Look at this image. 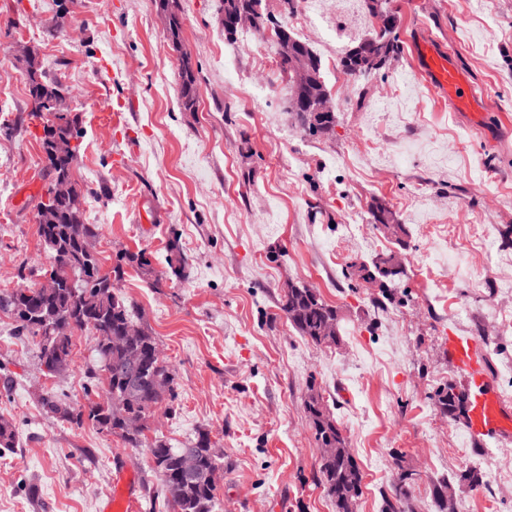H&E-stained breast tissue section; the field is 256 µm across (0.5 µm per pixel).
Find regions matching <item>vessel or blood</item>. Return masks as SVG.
<instances>
[{"mask_svg": "<svg viewBox=\"0 0 512 512\" xmlns=\"http://www.w3.org/2000/svg\"><path fill=\"white\" fill-rule=\"evenodd\" d=\"M418 72L424 81L449 104L459 110L479 111L481 101L474 86L458 69L450 50L419 43L415 49ZM448 354L464 374L473 395L468 425L472 437H512V407L504 403L489 373L483 368L484 345L476 337L449 334ZM114 494L103 512H129L134 500L135 478L122 472L114 481Z\"/></svg>", "mask_w": 512, "mask_h": 512, "instance_id": "vessel-or-blood-1", "label": "vessel or blood"}]
</instances>
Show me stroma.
Returning a JSON list of instances; mask_svg holds the SVG:
<instances>
[{
	"mask_svg": "<svg viewBox=\"0 0 512 512\" xmlns=\"http://www.w3.org/2000/svg\"><path fill=\"white\" fill-rule=\"evenodd\" d=\"M0 0V294L39 286L52 258L34 208L44 184L39 120L15 41L35 45L82 117L75 173L85 221L98 225L104 263L143 251L162 281L128 271L119 291L175 371L174 409L153 426L179 447L208 431L224 456L219 512H336L317 482L320 455L305 412L319 393L363 472L357 512H383L404 455L419 478L410 512H439L451 481L457 512H512V442L472 438L437 411L440 385L461 383L448 332L481 333L487 367L512 392V0H394L402 52L368 77L347 75L324 37L350 18L325 0L310 46L336 108L333 133L296 126L276 65H260L245 34L226 40L221 0H180L197 104L179 97V54L153 0ZM453 51L485 97L475 126L415 73L413 45ZM408 231L407 275L382 303L354 267L391 249L370 208ZM180 251V278L167 261ZM316 288L340 316V343L317 346L278 308L288 284ZM74 362L44 377L37 351L0 312V418L19 444L0 454V512H102L117 469L136 477L133 512H170L148 446L131 448L91 424L47 415L50 390L86 401L90 332ZM484 483L472 487L467 470Z\"/></svg>",
	"mask_w": 512,
	"mask_h": 512,
	"instance_id": "1",
	"label": "stroma"
}]
</instances>
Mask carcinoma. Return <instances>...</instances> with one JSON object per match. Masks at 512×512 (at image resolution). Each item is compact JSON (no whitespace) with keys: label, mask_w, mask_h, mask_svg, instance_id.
<instances>
[{"label":"carcinoma","mask_w":512,"mask_h":512,"mask_svg":"<svg viewBox=\"0 0 512 512\" xmlns=\"http://www.w3.org/2000/svg\"><path fill=\"white\" fill-rule=\"evenodd\" d=\"M157 9L164 13L169 40L180 53L181 102L187 111L196 107V74L191 54L183 44V27L179 0H154ZM359 46L373 53L384 50L383 58L401 53L397 38H386L377 33ZM27 77L28 94L32 112L50 111L59 107L62 124L59 133L75 142L73 153L60 156L52 153L50 145L41 142L44 153L46 183L38 205L44 208L37 221L39 236L52 253L53 265L47 274L55 288L47 292L40 288H25L0 294V310L13 319L15 331L31 338L39 349L41 366L49 376L66 371L74 363L71 333L87 330L95 340L97 364L85 369L88 394L98 399H88L85 405H72L63 393L47 392L40 397L42 409L53 417L77 427L85 422L98 430L110 433L131 448L142 445L145 432L150 429L158 407L173 408L178 398V382L174 370L159 357L158 343L147 326H142L141 336L127 345L119 344L127 328L136 323L131 305L119 294L114 284L126 275L130 266L148 280L151 287L158 285V278L150 260L142 251H125L116 255L110 268H105L95 241L99 230L95 224L85 223L84 213L74 211L55 195L60 181H70L79 190L74 179L75 162L81 147L80 119L71 112L68 92L61 82L50 78L43 71L37 53L23 62ZM336 116L317 125L304 112L295 113V122L311 136H321L332 130ZM375 225L389 227L388 237L397 248L406 247L407 231L398 223L394 214L380 203L371 209ZM395 258L393 252L378 254L369 269L387 282L386 296L398 288L406 270L398 266L388 270ZM279 310L288 323L303 337L318 346H332L340 336H326L324 330L330 321H339L336 307L328 304L314 288H285L280 296ZM70 324V335H56L59 322ZM468 392H449L445 384L434 393L439 411L448 419L461 421L467 417ZM305 410L313 430L317 447L321 448L318 482L333 502L336 512H356L361 496L362 471L350 453L346 439L336 418L330 413L320 395L312 393L305 402ZM135 417L140 429L135 434L126 430V420ZM17 429L13 422L0 419V449L16 447ZM198 458L199 468L207 479L190 481L181 474L177 458L180 448L171 447L162 437H155L150 445L154 469L159 475L173 512H215L217 506V474L224 471V459H215L210 453L212 441L206 431L198 433L189 444ZM398 480L385 495V512H402L401 507L410 498L411 482L404 476L403 455L393 457Z\"/></svg>","instance_id":"cac0c4a2"}]
</instances>
